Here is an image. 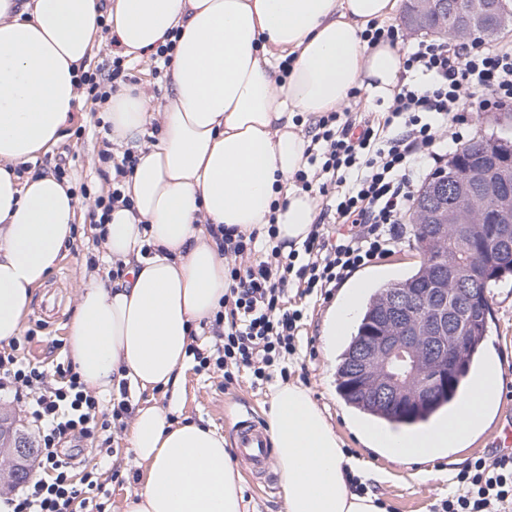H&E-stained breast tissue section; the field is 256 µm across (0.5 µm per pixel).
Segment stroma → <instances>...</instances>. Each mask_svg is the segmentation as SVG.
I'll return each mask as SVG.
<instances>
[{
	"mask_svg": "<svg viewBox=\"0 0 512 512\" xmlns=\"http://www.w3.org/2000/svg\"><path fill=\"white\" fill-rule=\"evenodd\" d=\"M74 117L62 130V138L50 152L40 156V169L53 172L57 163H65L67 179L74 187H85L86 197L79 200L77 240L58 268L52 270L44 285L37 288L24 317L23 329L33 332L34 339L26 357L46 369L66 361L67 325L72 318L85 275L91 273L89 257L101 255L94 243L89 214L96 196L108 191L112 165L102 160L105 133L96 126L89 107L75 105ZM420 261L413 236H406L394 253L357 271L356 276L372 288L403 279ZM493 320L485 343L486 357L497 358L508 371L500 379L497 411L483 431L467 447L455 449L447 456L423 464H404L391 460L363 444L354 431L357 411L345 404L336 387L335 365L328 359L321 340L326 319L335 306L334 300L313 302L289 297V308L305 307L307 317L300 331L298 350L289 365L288 379L304 386L313 401L323 409L342 442L348 456L361 464L368 474V490L383 503L385 512H437L440 500L457 489L456 474L469 462L494 456L493 435L502 431L501 421L512 416V277L490 290ZM274 383L255 386L248 373H240L232 385H225L224 375L214 371H196L185 366L180 392L159 389L152 401L173 406V416L180 421L199 422L232 439L233 428L241 417L264 420ZM94 467L118 471L119 477L106 481V508L120 512L126 493L139 488L142 470L136 463L123 428H116L109 448L92 442L81 444L74 460L75 471ZM244 496L249 512H285L284 494L278 471L268 480L244 478Z\"/></svg>",
	"mask_w": 512,
	"mask_h": 512,
	"instance_id": "1",
	"label": "stroma"
}]
</instances>
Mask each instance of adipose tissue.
<instances>
[{
	"label": "adipose tissue",
	"mask_w": 512,
	"mask_h": 512,
	"mask_svg": "<svg viewBox=\"0 0 512 512\" xmlns=\"http://www.w3.org/2000/svg\"><path fill=\"white\" fill-rule=\"evenodd\" d=\"M400 8L401 0H0V347L19 339L34 288L74 244L78 209L68 182L22 179L15 168L60 141L81 96L73 76L101 32L136 56L180 33L164 102L126 89L105 114L114 153L161 124L159 143L139 149L123 181L131 207L115 205L105 226L102 260L127 275L89 274L67 326L82 382L108 396L123 381L139 393L179 386L191 335L228 288L209 225L248 233L272 223L284 250L301 246L317 216L315 197L292 182L306 164L303 121L340 111L354 88L370 102L393 96L402 57L365 33ZM146 244L152 255L142 254ZM361 293L349 285L330 315L328 357L348 337ZM497 399L490 365L456 405L460 428L442 418L415 436L359 435L397 461L428 462L477 434ZM265 416L286 512H381L375 495L350 490L358 462L304 387L279 385ZM126 439L143 479L124 512H246L241 472L217 429L144 404Z\"/></svg>",
	"instance_id": "obj_1"
}]
</instances>
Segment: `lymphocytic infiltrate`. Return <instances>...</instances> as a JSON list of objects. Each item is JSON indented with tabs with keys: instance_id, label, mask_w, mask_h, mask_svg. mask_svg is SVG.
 <instances>
[{
	"instance_id": "obj_1",
	"label": "lymphocytic infiltrate",
	"mask_w": 512,
	"mask_h": 512,
	"mask_svg": "<svg viewBox=\"0 0 512 512\" xmlns=\"http://www.w3.org/2000/svg\"><path fill=\"white\" fill-rule=\"evenodd\" d=\"M371 35L402 45L404 72L427 75L429 81L400 82L380 127L359 113L317 116L307 165L293 179L302 190L318 188L321 217L300 249L282 253L272 224L261 236L233 234L221 224L211 228L224 250L231 286L209 324L217 338L214 349L193 346L189 353L198 370L223 371L225 384L243 369L253 384L269 382L295 354L304 312L286 307L288 290L328 299L353 270L396 248L416 186L448 165L440 129H447L452 142H461L470 109L495 112L512 102V50L479 38L453 47L434 39L411 42L393 24ZM75 79L87 102L104 105L128 84L129 75L123 56L117 55L107 77L82 67ZM253 253L259 261L238 264V257ZM24 351L21 340L0 348V393L24 404L39 437L37 466L43 475L16 492L13 512H74L77 499L102 493L103 484L93 471L75 478L60 443L69 437L110 443L129 407L123 400L104 407L86 391L73 364H56L49 373ZM51 374L56 383L48 382ZM456 480L464 494L441 500L438 512H512V455L477 459Z\"/></svg>"
}]
</instances>
